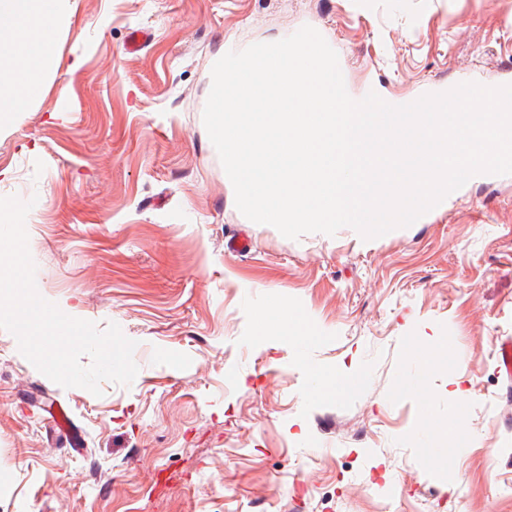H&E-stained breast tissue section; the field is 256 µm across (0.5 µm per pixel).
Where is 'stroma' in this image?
I'll list each match as a JSON object with an SVG mask.
<instances>
[{
    "instance_id": "1",
    "label": "stroma",
    "mask_w": 512,
    "mask_h": 512,
    "mask_svg": "<svg viewBox=\"0 0 512 512\" xmlns=\"http://www.w3.org/2000/svg\"><path fill=\"white\" fill-rule=\"evenodd\" d=\"M39 93L0 128V197L39 293L135 340L130 386L64 388L0 329V512H512V175L369 241L243 216L203 123L226 49L314 27L349 95L512 83V0H70ZM149 31L138 52L129 34ZM285 304L321 337L261 336ZM429 336L427 353L413 337ZM447 349L464 369L448 399ZM363 367L312 397L304 367ZM415 382L405 395L395 389ZM65 407L85 439L70 453ZM463 416L471 443L446 427Z\"/></svg>"
}]
</instances>
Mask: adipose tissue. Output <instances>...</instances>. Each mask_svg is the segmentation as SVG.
<instances>
[{
  "mask_svg": "<svg viewBox=\"0 0 512 512\" xmlns=\"http://www.w3.org/2000/svg\"><path fill=\"white\" fill-rule=\"evenodd\" d=\"M0 16L11 25L0 30V41L9 43L12 55L0 62V119L32 100L54 67L56 36L70 24L69 0H0ZM262 335H289L309 346L319 338L304 329L305 319L296 310L276 305L260 313Z\"/></svg>",
  "mask_w": 512,
  "mask_h": 512,
  "instance_id": "1",
  "label": "adipose tissue"
}]
</instances>
